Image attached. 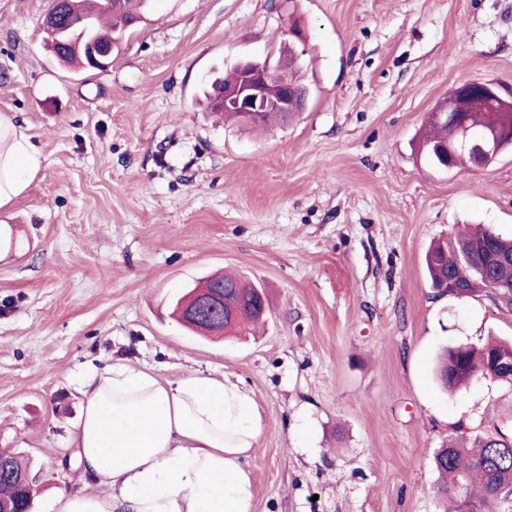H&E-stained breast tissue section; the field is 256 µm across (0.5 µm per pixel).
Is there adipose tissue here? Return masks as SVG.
Instances as JSON below:
<instances>
[{
	"mask_svg": "<svg viewBox=\"0 0 512 512\" xmlns=\"http://www.w3.org/2000/svg\"><path fill=\"white\" fill-rule=\"evenodd\" d=\"M40 152L0 114V208L27 186ZM72 433L79 484L50 512H252L242 466L262 429L252 395L201 371L171 379L123 360L88 365Z\"/></svg>",
	"mask_w": 512,
	"mask_h": 512,
	"instance_id": "ef3b65f1",
	"label": "adipose tissue"
}]
</instances>
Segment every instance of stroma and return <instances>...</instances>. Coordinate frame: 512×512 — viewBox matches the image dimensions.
<instances>
[{
	"label": "stroma",
	"mask_w": 512,
	"mask_h": 512,
	"mask_svg": "<svg viewBox=\"0 0 512 512\" xmlns=\"http://www.w3.org/2000/svg\"><path fill=\"white\" fill-rule=\"evenodd\" d=\"M51 0H0V114L42 165L0 209V449L29 460L33 512L77 483L86 363L122 358L248 389L262 431L253 512H445L437 449L512 438V383L452 393L445 346L512 342V307L430 287V243L512 233V148L459 173L417 142L451 87L512 91V0H155L104 71L45 47ZM298 37H291L290 29ZM299 53L302 112L257 136L205 97L241 60ZM261 285L254 336L172 316L196 282Z\"/></svg>",
	"instance_id": "obj_1"
}]
</instances>
